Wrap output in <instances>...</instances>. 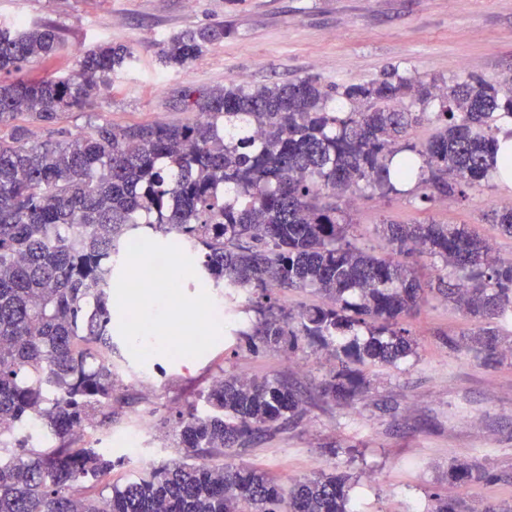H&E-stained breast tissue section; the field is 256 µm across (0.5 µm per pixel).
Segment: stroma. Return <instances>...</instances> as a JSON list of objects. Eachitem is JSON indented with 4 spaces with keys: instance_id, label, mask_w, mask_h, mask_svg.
Wrapping results in <instances>:
<instances>
[{
    "instance_id": "1",
    "label": "stroma",
    "mask_w": 512,
    "mask_h": 512,
    "mask_svg": "<svg viewBox=\"0 0 512 512\" xmlns=\"http://www.w3.org/2000/svg\"><path fill=\"white\" fill-rule=\"evenodd\" d=\"M50 25L64 44L51 59L26 65L27 79L62 77L80 54L104 43L128 46L133 64L101 86L91 105L62 115L53 125L17 116L33 141L60 140L111 124L178 125L197 118L184 94H202L237 80L251 86L316 76L346 85L380 79L389 69L426 82L467 75L498 80L512 73V0H0V25ZM224 25V39L182 68H162L159 44L174 35ZM512 203V184L470 191L422 208L407 194L359 197L351 211L354 233L381 249L377 224L433 220L468 225L495 257L512 259V237L485 215ZM185 286L172 296L169 321L159 332L179 334L192 325L203 350L160 357L134 355L133 313L124 289L114 291L112 339L116 397L111 424L95 423L91 439L111 440V482L122 484L152 466L179 458L175 410L195 403L225 374L288 379L303 400L296 423L254 442L244 462L276 475L282 484L320 470L352 474L356 512H430V493L463 494L468 504H512V356L486 365L458 353L475 324L453 303L433 296L409 325L417 354L400 367L368 365L370 387L353 405L324 399L328 371L316 353L287 348L251 351L243 337L213 338L193 307L201 291L194 263H179ZM146 422L138 455L121 446L123 433ZM479 460L493 482L462 490L448 481L456 461Z\"/></svg>"
}]
</instances>
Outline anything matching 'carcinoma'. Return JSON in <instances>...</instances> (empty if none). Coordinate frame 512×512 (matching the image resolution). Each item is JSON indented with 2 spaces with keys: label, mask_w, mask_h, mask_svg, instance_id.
<instances>
[{
  "label": "carcinoma",
  "mask_w": 512,
  "mask_h": 512,
  "mask_svg": "<svg viewBox=\"0 0 512 512\" xmlns=\"http://www.w3.org/2000/svg\"><path fill=\"white\" fill-rule=\"evenodd\" d=\"M222 38V25L173 36L159 62L183 67ZM62 50L52 26L0 27V72ZM131 60L126 45L106 43L85 51L72 75L1 82L0 128L22 113L51 125L85 108ZM406 97L438 108L440 127L423 143L410 131L426 113L403 108ZM195 104L200 118L180 125L102 124L35 144L19 126L0 134V512H354L347 472L320 470L285 489L248 463H209L241 455L300 415L299 394L279 377L218 379L203 393L207 410L175 413L182 459L96 491L112 458L78 445L77 429L97 413L112 422L113 279L135 237L180 248L203 287L257 313L236 335L291 350L302 339L337 347L325 398L349 404L368 384L362 366L396 367L415 355L407 321L435 291L477 323L470 342L452 348L496 361L504 338L495 320L512 316V261L490 259L468 227L435 221L380 224L386 251L377 253L359 244L336 199L357 189L399 193L411 178L422 204L467 198L512 166L499 156L512 76L445 86L397 71L325 87L316 77L233 83ZM486 219L512 236V206ZM415 255L448 270L437 288L421 280ZM275 286L308 290L322 303L287 312ZM358 328L368 333L362 342ZM31 420L52 435L50 447L34 448L21 434ZM491 477L480 462L448 466L453 484ZM79 485L89 492L74 494ZM430 512L473 510L436 493Z\"/></svg>",
  "instance_id": "1"
}]
</instances>
